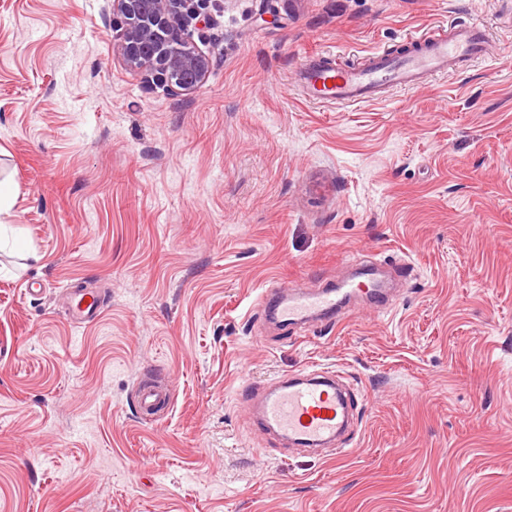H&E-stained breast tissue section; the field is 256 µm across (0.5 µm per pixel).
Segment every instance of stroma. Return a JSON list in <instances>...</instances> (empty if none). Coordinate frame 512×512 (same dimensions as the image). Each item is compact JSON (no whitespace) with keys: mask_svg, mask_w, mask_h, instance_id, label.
Returning a JSON list of instances; mask_svg holds the SVG:
<instances>
[{"mask_svg":"<svg viewBox=\"0 0 512 512\" xmlns=\"http://www.w3.org/2000/svg\"><path fill=\"white\" fill-rule=\"evenodd\" d=\"M203 10L210 71L173 96L114 51L112 0H0V512H512V0ZM463 22L489 57L381 101L297 84L308 53ZM349 257L392 273L387 311L264 319L263 289ZM315 366L365 393L340 458L255 422L253 392ZM68 305L70 317L77 324L96 320L104 307L97 295L86 291L70 294ZM167 402V393L162 386L147 385L140 389L138 395V408L141 414L150 415L163 407Z\"/></svg>","mask_w":512,"mask_h":512,"instance_id":"1","label":"stroma"}]
</instances>
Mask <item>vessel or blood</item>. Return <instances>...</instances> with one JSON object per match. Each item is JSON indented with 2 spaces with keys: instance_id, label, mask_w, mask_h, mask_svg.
<instances>
[{
  "instance_id": "1",
  "label": "vessel or blood",
  "mask_w": 512,
  "mask_h": 512,
  "mask_svg": "<svg viewBox=\"0 0 512 512\" xmlns=\"http://www.w3.org/2000/svg\"><path fill=\"white\" fill-rule=\"evenodd\" d=\"M405 53L373 54L366 63L339 68L321 54L306 56L297 69L308 100L358 105L379 100L393 86L412 87L458 62L486 54L488 37L481 26L458 24L450 33L412 37ZM359 281L348 279L319 292L280 293L266 289L263 304L272 306L287 325L309 324L313 315L329 316L344 302L366 295ZM73 322L97 319L103 305L91 292L70 295ZM360 395L344 387L334 374L305 372L280 377L256 401V417L267 431L312 450H328L352 426ZM167 402L162 386L147 385L138 395L141 414L150 415Z\"/></svg>"
}]
</instances>
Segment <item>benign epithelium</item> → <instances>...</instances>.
Here are the masks:
<instances>
[{"mask_svg":"<svg viewBox=\"0 0 512 512\" xmlns=\"http://www.w3.org/2000/svg\"><path fill=\"white\" fill-rule=\"evenodd\" d=\"M112 13L119 18L113 45L129 69L156 76L173 96L202 86L211 60L187 31L209 17L194 0H112Z\"/></svg>","mask_w":512,"mask_h":512,"instance_id":"1","label":"benign epithelium"}]
</instances>
